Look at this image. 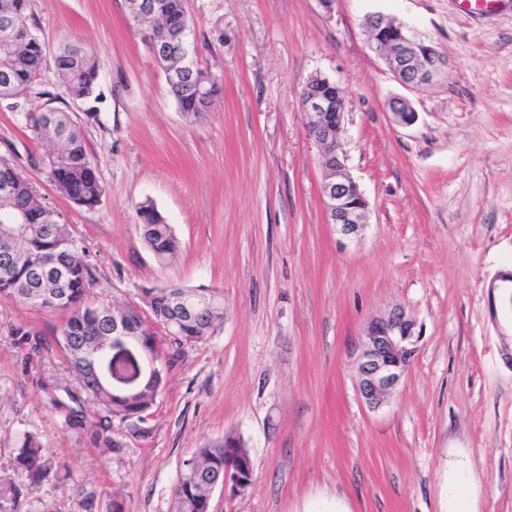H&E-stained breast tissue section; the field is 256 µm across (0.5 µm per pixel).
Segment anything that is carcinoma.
Masks as SVG:
<instances>
[{
  "label": "carcinoma",
  "instance_id": "carcinoma-1",
  "mask_svg": "<svg viewBox=\"0 0 512 512\" xmlns=\"http://www.w3.org/2000/svg\"><path fill=\"white\" fill-rule=\"evenodd\" d=\"M31 0H0V17L8 13L17 25L0 22V86L8 83L13 89L14 107H23L22 99L40 84L44 60V43L32 19ZM156 14L143 19L142 26L155 28L160 20L173 27L191 24L185 0H154ZM179 46L156 59L163 70L169 92L180 111L199 117L205 112L204 101H213L222 91L219 77L196 70L191 76L180 69ZM58 76L69 87L72 97L84 105L89 119L97 117V103L102 94L95 93L98 65L75 41L63 46L56 58ZM30 134L49 140L57 149L48 158L52 179L74 203L93 208L100 203L104 188L87 158L83 129L70 116V111L50 107L43 112L23 113ZM8 185L10 192L0 197V225H11L17 215L24 223L14 232V252L23 261L0 257V297L47 311L67 314L56 337L77 384L66 390L72 403L70 416L82 423L87 419V407L93 404L98 422L94 436L107 444L112 423L134 427L144 420L143 412L155 402L166 382L165 369L129 391H116L110 378L122 376L125 370L114 366L112 355L92 363L82 348L94 345L103 336L112 335V321H123L130 332L144 337L150 352H156L159 340L168 344L172 355L179 356L184 348L206 340L224 322V296L219 291L202 292L194 288L168 286L144 290L142 305L116 307L106 299L91 297L95 277L91 264L75 244L73 229L59 222L53 210L43 206L32 183L0 161V187ZM137 223L143 239L161 261L172 257L180 241L170 224L154 204L146 200L139 204ZM202 302V308L190 316H175L181 307L180 297ZM251 454L243 440L232 434L220 442H210L198 449L174 494L177 512H203L209 501L212 484L224 477L226 467ZM15 471L35 489L52 472L43 448L33 436H27L15 457Z\"/></svg>",
  "mask_w": 512,
  "mask_h": 512
}]
</instances>
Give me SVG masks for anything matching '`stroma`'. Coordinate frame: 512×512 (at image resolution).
<instances>
[{
    "label": "stroma",
    "instance_id": "1",
    "mask_svg": "<svg viewBox=\"0 0 512 512\" xmlns=\"http://www.w3.org/2000/svg\"><path fill=\"white\" fill-rule=\"evenodd\" d=\"M195 58L224 93L187 119L129 20L127 0H33L43 69L71 105L56 56L78 42L99 64L96 119L77 114L104 187L89 209L51 180L49 143L0 99V160L69 224L95 292L221 291L224 322L166 367L136 428L70 422L74 376L55 338L62 314L0 299V512H174L197 448L241 437L253 462L240 495L211 512H512V309L492 287L512 270V0H187ZM405 22L448 57L430 86L400 85L368 44L369 14ZM340 81L347 165L371 206L361 236L326 223L323 168L299 94ZM408 98L413 124L389 102ZM152 201L181 248L159 261L137 227ZM401 307L423 328L405 383L376 410L356 386L355 347ZM44 347L33 352L34 337ZM59 470L38 490L14 475L24 436Z\"/></svg>",
    "mask_w": 512,
    "mask_h": 512
}]
</instances>
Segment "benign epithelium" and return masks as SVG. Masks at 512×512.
Returning a JSON list of instances; mask_svg holds the SVG:
<instances>
[{"label":"benign epithelium","instance_id":"1","mask_svg":"<svg viewBox=\"0 0 512 512\" xmlns=\"http://www.w3.org/2000/svg\"><path fill=\"white\" fill-rule=\"evenodd\" d=\"M365 28L371 49L382 57L388 70L403 86L421 89L447 72L446 55L434 45L416 39L406 23L373 13L367 17ZM172 43H189L187 33L165 25L154 40L152 54L166 53ZM309 85L336 88L333 97L321 96L315 90L306 93L301 99V109L306 118L307 134L319 149L324 169L320 194L326 223L336 225L344 237L356 238L368 224L370 203L346 164L345 90L339 82L322 75L312 77ZM391 109L397 122L410 125L415 121L416 112L407 99L394 100ZM112 335L123 342L122 347H113L112 355L131 359L137 367L127 378L125 387H133L163 365L160 358L141 355L138 338L128 335L123 324H112ZM421 336L416 320L402 309L395 308L366 323L356 348V371L358 393L368 408H379L405 383ZM251 482V467L248 466L241 472L225 474L220 488L224 492L242 494Z\"/></svg>","mask_w":512,"mask_h":512}]
</instances>
